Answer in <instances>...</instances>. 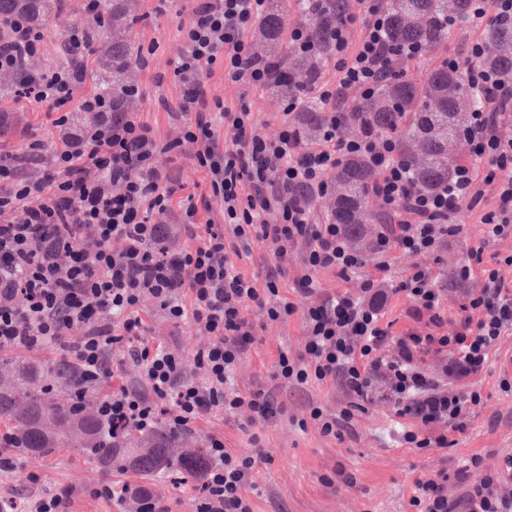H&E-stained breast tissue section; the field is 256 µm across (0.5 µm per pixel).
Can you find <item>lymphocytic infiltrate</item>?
Instances as JSON below:
<instances>
[{"label": "lymphocytic infiltrate", "mask_w": 512, "mask_h": 512, "mask_svg": "<svg viewBox=\"0 0 512 512\" xmlns=\"http://www.w3.org/2000/svg\"><path fill=\"white\" fill-rule=\"evenodd\" d=\"M267 0H198L193 21L182 29V51L172 63L179 87L177 107L187 121L178 136L158 139L150 126L117 111L101 93L78 95V69L91 55L80 35L71 34L75 67L53 66L30 74L22 97L43 104L65 125L71 113L93 115L91 129L65 141L51 169L36 177L21 173L13 155L0 154V349L61 343L75 329L84 334L74 346L78 368L93 383L136 363L145 388L120 387L98 403V413L113 434L129 426L143 431L158 422L175 432H189L208 415L224 412L247 420L271 421L283 408L271 392L247 393L232 385L233 373L256 340L247 317L250 307L265 309L272 323L300 316L306 335L298 355L280 352L275 377L290 387L333 380L359 400H367L373 382L384 378L398 417L411 425L403 440L414 448H447L464 432L483 395L472 381L502 336L512 332V286L501 268L463 267L461 279L480 275L453 327L442 317L443 295L421 256L434 255L461 225L451 215L462 207L483 205L480 222L487 237L512 239V137L499 123L512 105V83L476 68L473 88L483 96L471 112L466 137L468 159L451 182L436 193L417 189L397 161L395 144L385 135L348 140L339 132L335 112H328L316 141H305L298 128L296 101H289L281 130L261 132L246 106L230 108L210 99L207 81L215 69L226 80L266 88L269 76L253 61L247 35ZM362 17L348 15L331 33L336 83L321 86L319 97L335 103L345 91L368 94L380 69L396 57L422 58L420 46L388 49L385 0H359ZM361 23L359 37L351 26ZM43 26L16 19L11 39L0 40V73L18 70L43 47ZM191 142L193 165L207 176L209 192L224 207L225 230L198 222L199 207H174L171 177L157 169L158 155ZM359 152L378 173L371 187L383 210L394 216L374 241L379 270L392 255L413 263L396 290L408 300L413 326L393 334L384 323V295L373 281L364 301L349 293L316 297L314 276L323 270L341 277L360 270L364 257L350 244L343 225L311 222L310 203L300 188L327 191V175L344 155ZM492 205H484L485 196ZM180 211L188 246L170 249L165 216ZM274 221H266V214ZM262 241L272 247L278 265L264 281L237 271L226 247ZM121 248H113V241ZM304 250L295 279L300 296L279 294L293 248ZM21 305H12L14 297ZM153 300L170 319L188 321L209 341L194 361L203 381L188 377L181 358L159 345L142 343L140 305ZM449 352L447 375L469 379L464 389H442L422 365V354ZM212 466L207 471L195 512H255V459L235 455L224 439L207 440ZM472 458V480L456 499L448 495V477L419 479L410 501L417 512H512V457L493 471Z\"/></svg>", "instance_id": "lymphocytic-infiltrate-1"}]
</instances>
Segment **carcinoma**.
Masks as SVG:
<instances>
[{
  "label": "carcinoma",
  "instance_id": "cac0c4a2",
  "mask_svg": "<svg viewBox=\"0 0 512 512\" xmlns=\"http://www.w3.org/2000/svg\"><path fill=\"white\" fill-rule=\"evenodd\" d=\"M390 12L387 41L394 46L418 44L435 53L448 40V18L467 19L471 0H386ZM301 14L312 42L309 52L292 48L285 35L291 8ZM62 0H0V36L9 37L11 22L25 16L40 25L64 11ZM347 0H269L257 19L261 43L254 61L272 70V93L299 100L302 137L310 140L325 121L320 100L309 95L321 82L333 56L332 30L341 22ZM136 20L132 0H99V18L84 29L85 41L101 48L105 64L101 88L127 111V74L140 65L139 48L127 38L101 41L106 27H129ZM486 52L479 66L512 80V18L503 17L484 33ZM396 59L380 76L373 91L336 113L341 134L357 130L363 136L388 134L396 142V158L409 169L414 186L436 193L453 179L464 161L469 113L482 105L462 64L432 67L424 81L406 72ZM375 171L362 155L346 156L328 179L334 194L332 220L346 228L361 251L370 247L372 225L388 223L386 214L370 205ZM97 386L85 382L78 368L36 360L0 357V453L46 457L60 448H75L102 471L117 466L138 475L143 484L130 493L143 512L152 498V481L169 477L175 484L201 481L211 461L206 448L184 447L182 434L159 424L150 432L128 429L112 438L107 421L97 413Z\"/></svg>",
  "mask_w": 512,
  "mask_h": 512
}]
</instances>
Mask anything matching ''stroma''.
Here are the masks:
<instances>
[{
	"mask_svg": "<svg viewBox=\"0 0 512 512\" xmlns=\"http://www.w3.org/2000/svg\"><path fill=\"white\" fill-rule=\"evenodd\" d=\"M67 2V9L47 23L41 52L29 58L33 70L59 64L62 35L89 25L83 0ZM195 5L196 0H136L137 20L127 32L144 55L131 77L139 93L132 97L129 111L163 139L175 134L177 124L176 118L160 105L161 100L173 103L178 98L169 62L182 47L181 29L191 22ZM208 85L210 97L230 107L247 105L266 135L278 134L285 100L266 89L225 81L219 70ZM0 121L6 126L0 134L2 152L22 154L33 137L44 141L49 157L60 145L63 130L54 125L52 115L41 104L17 102L12 95L1 94ZM193 151V145L186 143L178 151L158 156L156 161L160 170L172 176L178 202L189 194L207 192L202 174L191 163ZM481 213V208L465 207L452 215V222L463 227L460 238L448 249L423 260L445 290L443 315L448 322L457 317L467 295L481 285L476 276L464 284L457 281L460 266L471 260V250L482 249L487 260L496 254H512V241H485ZM365 259L361 272L347 280L332 271L317 273L321 293L352 292L361 279L378 275L391 286L406 275L411 264L410 259L396 258L390 270L382 274L374 252H367ZM143 311L146 324L142 341L166 345L182 356L186 374L198 376L194 353L205 344V336L192 325L178 324L155 313L151 302H144ZM248 317L257 341L244 354L234 383L242 391H273L285 411L277 419L258 425L231 415L211 417L200 422L187 441L194 446L208 435L218 434L223 436L227 451L255 457L256 512H415L409 504L415 479L448 472V495L457 498L466 485L457 480L456 473L471 458H479L482 469L492 471L512 456V392H503L499 386L508 375L504 364L512 357V335L501 337L477 376L483 403L472 414L467 430L457 435L454 447L412 448L402 440L407 420L398 418L392 404L377 396L353 410L352 427L342 436L323 435L308 424L309 403H318L336 414L348 407L349 396L330 380L300 390L280 385L274 377L278 355L300 350L305 327L297 316L283 323H270L255 307L249 309ZM32 473L39 475V482H29ZM349 476L354 478V485L346 484ZM137 482L131 471H99L85 455L63 448L46 458H11L9 468L0 471V500H16L22 512H31L34 501L50 489L67 493L71 512H126L124 499L99 496L95 490L102 486L118 489Z\"/></svg>",
	"mask_w": 512,
	"mask_h": 512,
	"instance_id": "stroma-1",
	"label": "stroma"
}]
</instances>
